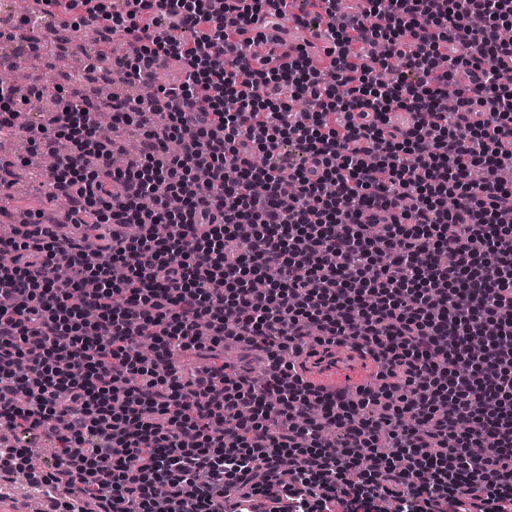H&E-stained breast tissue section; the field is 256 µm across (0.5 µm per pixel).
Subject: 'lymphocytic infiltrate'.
Wrapping results in <instances>:
<instances>
[{"label":"lymphocytic infiltrate","mask_w":512,"mask_h":512,"mask_svg":"<svg viewBox=\"0 0 512 512\" xmlns=\"http://www.w3.org/2000/svg\"><path fill=\"white\" fill-rule=\"evenodd\" d=\"M308 2L320 66L281 37L257 52L251 25L285 0L17 13L18 30L76 9L121 32L106 69L133 81L181 65L152 98L113 99L108 138L91 103L19 128L0 87V137L68 145L41 184L75 234L34 208L0 236V426L23 437L0 475L65 487L60 512H512V0ZM228 340L264 352L261 378L228 369ZM310 342L369 357L377 386L304 380ZM188 351L206 360L191 373ZM47 426L46 470L27 441Z\"/></svg>","instance_id":"1"}]
</instances>
